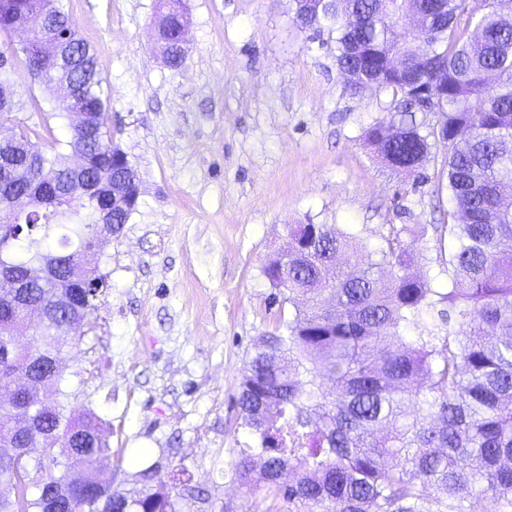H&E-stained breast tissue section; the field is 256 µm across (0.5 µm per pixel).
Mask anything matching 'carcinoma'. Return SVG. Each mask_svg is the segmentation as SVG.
I'll list each match as a JSON object with an SVG mask.
<instances>
[{"mask_svg":"<svg viewBox=\"0 0 512 512\" xmlns=\"http://www.w3.org/2000/svg\"><path fill=\"white\" fill-rule=\"evenodd\" d=\"M293 3L297 27L334 44L336 65L357 92L391 94L388 115L362 134L373 157L423 183L431 149L444 147L448 223L419 229L448 244V287L410 272L406 226L388 225L382 243L347 274L338 259L355 235L336 224H296L288 250L261 272L288 314L257 338L235 396L239 427L258 440L240 449L234 479L254 487V458L263 459L267 497L288 512H512V0H323ZM162 42L169 66L183 65L175 45L180 0H165ZM49 20L54 41L35 33L14 53L53 94L47 112L66 131L45 153L19 128L23 173L0 192L4 263L20 271L64 264L69 250L92 243L102 217L70 196L77 166L97 193L112 183L108 96L92 48L73 27L62 0H0V34ZM421 20L427 48L396 42L393 29ZM15 64L0 67V122L24 108L14 91ZM434 97L425 119L408 108ZM30 288L19 321L0 327V389L32 379L57 387V400L35 425L14 432L0 404V434L13 452L0 455V512H195L200 489L173 497L157 488L159 466L134 478V491L102 483L94 467L112 454L100 419L71 405L58 389L52 357L61 351L54 323L75 322V335L98 310L97 270ZM437 314L444 330L422 331ZM36 326L34 343L15 333ZM76 453L88 466L73 486L52 472Z\"/></svg>","mask_w":512,"mask_h":512,"instance_id":"carcinoma-1","label":"carcinoma"}]
</instances>
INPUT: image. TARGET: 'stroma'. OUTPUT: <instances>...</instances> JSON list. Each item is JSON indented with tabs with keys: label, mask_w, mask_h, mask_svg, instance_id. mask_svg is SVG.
Listing matches in <instances>:
<instances>
[{
	"label": "stroma",
	"mask_w": 512,
	"mask_h": 512,
	"mask_svg": "<svg viewBox=\"0 0 512 512\" xmlns=\"http://www.w3.org/2000/svg\"><path fill=\"white\" fill-rule=\"evenodd\" d=\"M105 81L112 136L140 180L137 211L90 264L106 278L95 323L65 337L61 385L94 411L112 447L103 478L133 488L137 462H161L208 492V512L239 507L234 397L247 352L279 309L261 274L294 224L352 227L375 248L385 225L443 224L440 170L419 184L370 155L364 129L390 97L351 92L326 37L300 30L289 0H182L188 55L171 69L154 48L160 0H65ZM17 121L63 131L35 109ZM411 270L444 284L448 253L416 237ZM250 498L269 512L263 486Z\"/></svg>",
	"instance_id": "35a3bbf8"
}]
</instances>
